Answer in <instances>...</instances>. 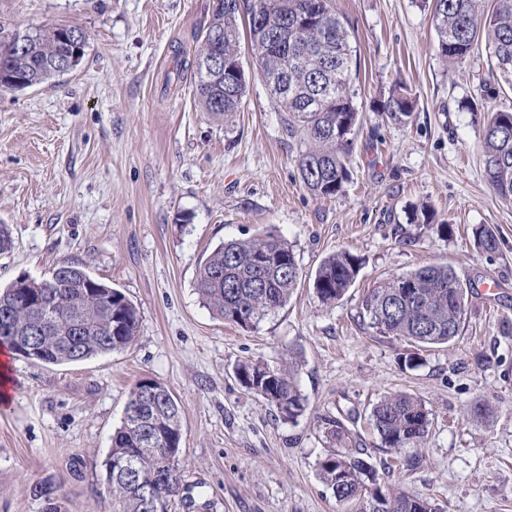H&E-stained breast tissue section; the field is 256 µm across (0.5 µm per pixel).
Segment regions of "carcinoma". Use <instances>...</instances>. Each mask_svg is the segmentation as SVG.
Masks as SVG:
<instances>
[{"instance_id":"cac0c4a2","label":"carcinoma","mask_w":512,"mask_h":512,"mask_svg":"<svg viewBox=\"0 0 512 512\" xmlns=\"http://www.w3.org/2000/svg\"><path fill=\"white\" fill-rule=\"evenodd\" d=\"M431 8L437 34V53L446 62L461 63L481 44L496 78L483 81L482 92L494 98L504 88L512 90V0H424ZM270 18L267 31L251 22L254 12ZM247 22L257 64L281 112L288 113L286 131L298 146L297 166L306 190L316 198L336 195L349 181L347 166L352 136L360 113L349 95L354 49L347 22L333 9L332 0H217L204 25L193 60L177 50L172 56L174 75L193 70L196 95L201 108L218 118L240 111L242 100L224 97V82L230 75L207 77L199 61L209 52L224 54V61L239 59V22ZM65 25H51L27 33L24 48L14 45L17 33L0 35L1 89L12 85L6 78L27 80L38 86L65 75L56 66L67 53L82 60L85 44L73 48L61 34ZM172 75V76H174ZM167 76L166 85H172ZM383 111L404 122L414 111L412 98L404 88L390 91ZM485 175L496 194L512 198V111L498 110L487 120L483 138ZM477 244L485 252L498 247L493 227L472 228ZM361 263L341 252L319 264L312 286L318 300L329 305L341 299L354 284ZM55 277L31 285L44 295L45 307L33 314L26 307L23 292L0 289V343L13 353L27 343L41 352L45 364L76 363L98 355L123 351L136 339L139 316L134 303L120 290L101 291L88 298L81 288L86 270L73 263L55 268ZM300 270L293 248L274 234L248 240L231 239L214 249L199 265L195 291L219 319L248 328L284 306L296 288ZM412 285L405 293L403 281ZM466 289L454 269L430 264L397 275L368 291L361 303V315L381 336L406 340L419 347L448 344L459 335L465 311ZM112 311V334H107V311ZM76 318L84 331L69 336L60 329ZM237 376L248 391L262 397L288 422L302 416L306 398L292 365L271 367L261 362L237 366ZM154 403L143 406L140 394L131 392L119 428L112 436L108 459L132 462L139 481L151 490L162 469L161 455L169 439L181 440L182 410L162 384H157ZM373 430L381 447L397 452L416 448L430 431L432 419L425 404L405 393H390L372 407ZM324 437L333 451L320 462L324 480L339 502H351L357 512H439L427 498L411 497L388 484L376 490L378 474L365 459L367 444L334 416L322 419ZM106 482L117 504L116 512H147L143 497L126 478L114 471ZM181 472L172 466L164 485L163 500L176 495Z\"/></svg>"}]
</instances>
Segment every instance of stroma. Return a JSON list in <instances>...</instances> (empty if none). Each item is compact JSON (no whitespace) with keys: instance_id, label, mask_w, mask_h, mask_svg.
<instances>
[{"instance_id":"1","label":"stroma","mask_w":512,"mask_h":512,"mask_svg":"<svg viewBox=\"0 0 512 512\" xmlns=\"http://www.w3.org/2000/svg\"><path fill=\"white\" fill-rule=\"evenodd\" d=\"M213 0H0V27L74 25L87 36L78 67L55 83L0 90V287L42 279L65 262L122 290L139 333L124 351L80 363L12 358L0 404V512H43L36 486L61 512H112L105 460L131 391L164 385L182 408V482L168 512H353L321 476L322 418L346 419L371 446L380 483L441 512H512V200L487 181L485 50L450 66L436 55L421 0H334L357 55L362 114L351 179L327 199L303 186L297 149L262 80L249 39L240 112L221 120L198 105L191 77L161 87L173 47L194 54ZM415 100L405 123L381 114L395 83ZM426 203L446 236L411 224ZM497 230L495 252L471 229ZM273 232L292 245L300 280L288 303L242 329L194 288L201 261L230 239ZM357 255L355 284L335 305L312 288L330 254ZM431 263L468 291L459 336L435 348L376 334L359 311L366 292ZM497 282L496 292L482 291ZM296 360L307 408L279 417L246 391L237 364ZM406 392L432 413L418 448H380L376 400Z\"/></svg>"}]
</instances>
